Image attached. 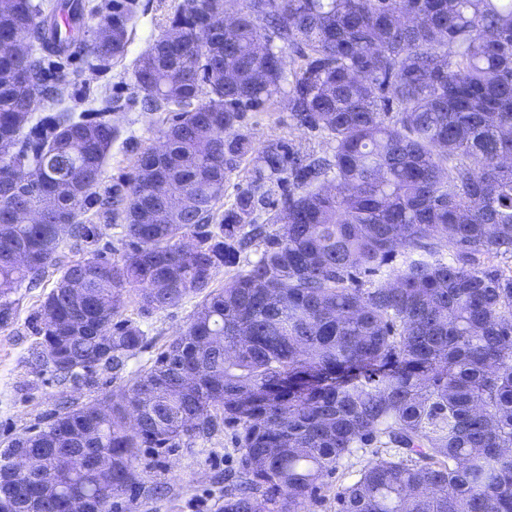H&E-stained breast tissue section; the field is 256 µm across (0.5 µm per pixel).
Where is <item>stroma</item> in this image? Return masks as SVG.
Returning a JSON list of instances; mask_svg holds the SVG:
<instances>
[{"label":"stroma","mask_w":512,"mask_h":512,"mask_svg":"<svg viewBox=\"0 0 512 512\" xmlns=\"http://www.w3.org/2000/svg\"><path fill=\"white\" fill-rule=\"evenodd\" d=\"M146 11L132 34L126 58L109 68L83 70L80 60H71L69 70L82 76L70 88L69 104L82 110L86 102L102 93L118 100L120 108L111 121L120 130L105 164L103 187L133 174L136 149L160 145L157 115L142 111L139 95L131 80L135 59L164 29L176 0H143ZM242 130L258 145L270 141L290 143L295 150L322 154L330 151L326 135L297 127L286 104L262 112L247 113ZM55 274L49 273L34 288L21 287L15 295L16 317L0 327V442L43 425L60 401L79 405L104 401L133 379L160 349L186 327L196 305L189 298L181 304L151 314L145 347L128 357L122 369H98L95 387L57 383L54 375L36 367L33 354L38 338L30 319L43 296L53 287ZM358 452L344 460L325 480L319 499L309 512H336L337 487L351 481L367 461ZM238 451L232 429L220 428L207 438L169 450L143 449L134 466L137 484L131 495L119 499L113 512H221L224 477L237 468Z\"/></svg>","instance_id":"35a3bbf8"}]
</instances>
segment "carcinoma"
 Instances as JSON below:
<instances>
[{
	"label": "carcinoma",
	"instance_id": "carcinoma-1",
	"mask_svg": "<svg viewBox=\"0 0 512 512\" xmlns=\"http://www.w3.org/2000/svg\"><path fill=\"white\" fill-rule=\"evenodd\" d=\"M224 7L178 0L138 56L134 86L163 115V149L138 150L134 177L99 194L117 106L103 95L72 111V79L53 71L124 59L144 5L0 4V172L33 171L0 192V326L23 284L56 272L34 314L39 366L64 349L89 367L53 368L57 381L93 385L146 342L123 316L125 293L141 315L200 298L185 330L111 396L110 415L64 405L5 441L0 466L20 449L38 457L60 484L39 512H81L73 486L111 508L135 487L141 449L225 425L239 460L222 512H305L359 448L390 453L337 488L336 512H512V0H241L231 30ZM66 8L75 25L63 34L52 18ZM89 19L111 26L107 45L88 42ZM280 99L330 137L331 155L240 131L246 112ZM88 174L70 197L64 186ZM175 194L186 206L158 216ZM47 197L56 208L43 223L17 220ZM90 211L122 221L124 251L65 264L66 239L100 235ZM17 250L27 264L10 260ZM221 267L237 271L215 288ZM78 273L91 300L112 304L105 344L93 313L83 330L73 323ZM85 429L95 437L79 463L62 438ZM94 448L112 453V477L93 468Z\"/></svg>",
	"mask_w": 512,
	"mask_h": 512
}]
</instances>
